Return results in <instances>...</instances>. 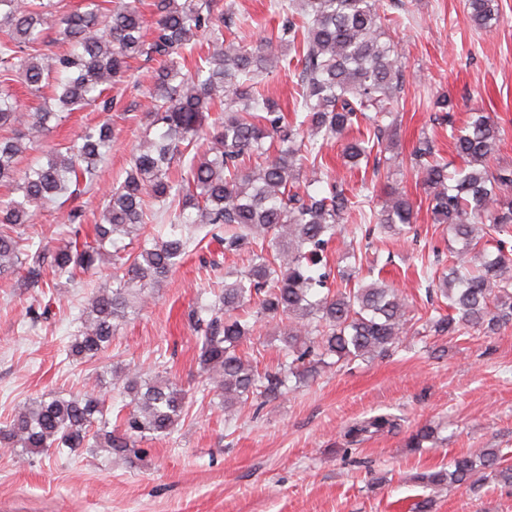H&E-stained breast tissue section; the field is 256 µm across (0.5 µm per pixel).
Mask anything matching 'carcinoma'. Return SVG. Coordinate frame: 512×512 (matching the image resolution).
<instances>
[{
    "instance_id": "cac0c4a2",
    "label": "carcinoma",
    "mask_w": 512,
    "mask_h": 512,
    "mask_svg": "<svg viewBox=\"0 0 512 512\" xmlns=\"http://www.w3.org/2000/svg\"><path fill=\"white\" fill-rule=\"evenodd\" d=\"M53 6V0H0V131L10 130L0 134V182L13 190L0 198V277L23 268L37 284L48 268L54 278L73 281L110 259L112 275L93 293L68 356L92 359L108 350L120 323L180 263L189 239L176 229L191 224L212 227L228 252L260 248L246 271L190 317L201 342L200 367L217 376L213 389L224 409L282 393L290 378L317 374L328 356L344 363L381 356L410 335L406 298L398 289L358 280L352 288L331 290L328 250L355 205L342 184L328 179L302 195L294 191L303 169L321 167L320 141L339 140L368 121L373 138L346 140L344 158L358 165L384 147L382 121L391 115L402 61L385 39L380 0H301L298 12L280 0L281 24L252 48L225 43L224 29L235 21L231 9L216 10L215 0H152L150 25L141 0H118L110 9L89 0L84 9L58 18L56 39L67 50L48 55L44 31ZM466 6L475 28L498 24L495 0H466ZM203 35L211 38L212 50L188 69L186 56ZM285 47L303 88L301 112L292 122L256 85L283 60ZM132 59L158 64L145 105L147 127L125 178L105 197L94 243L78 244L83 214L72 210L66 236L35 244L27 229L42 209L94 188L112 147V124L84 126L23 169L22 154L72 112L112 110L109 92ZM17 77L35 97L50 90L53 106L24 110L13 90ZM217 100L224 103V121L215 125L209 119ZM435 111L448 121V137L463 165L448 172L424 135L410 152V170L436 221L448 225L462 247L448 272L427 286L428 293L448 300L449 310L436 312L428 324L437 336L494 334L512 321V250L504 240L493 255L477 246L485 225L500 235L512 232V170L495 171L488 164L501 136L490 116L474 112L457 128L446 96L436 99ZM198 139L208 141L201 158L191 151ZM175 165L177 180L170 177ZM148 200L170 225L168 234L146 232L152 223ZM413 214L410 199L391 191L379 210L354 225V234L362 240L400 234ZM127 239L141 241L138 252H125ZM251 303L256 315L249 323L237 311ZM261 320L280 321L283 343L281 363L263 373L240 353ZM112 385L130 397L131 409L120 424L111 425L112 407L101 395L41 398L18 406L0 427V445L18 456L84 448L134 456L143 452V441L171 434L186 414L183 390L163 376L146 379L124 368L112 372ZM397 426L392 416L377 415L352 425L345 438L356 443ZM435 434L423 425L405 447L433 443ZM416 479L425 489L471 488L489 480L512 485V466L489 448L476 456L460 454L448 468Z\"/></svg>"
}]
</instances>
